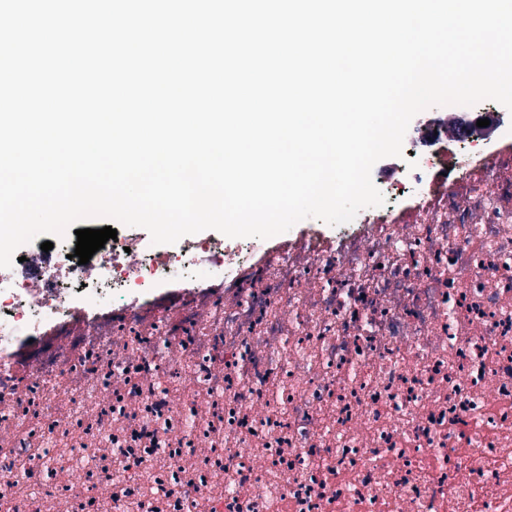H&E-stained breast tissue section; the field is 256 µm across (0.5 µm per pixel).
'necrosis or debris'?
Here are the masks:
<instances>
[{"label":"necrosis or debris","mask_w":512,"mask_h":512,"mask_svg":"<svg viewBox=\"0 0 512 512\" xmlns=\"http://www.w3.org/2000/svg\"><path fill=\"white\" fill-rule=\"evenodd\" d=\"M402 173L335 236L0 269V512H512V149Z\"/></svg>","instance_id":"4bbe7bcc"}]
</instances>
